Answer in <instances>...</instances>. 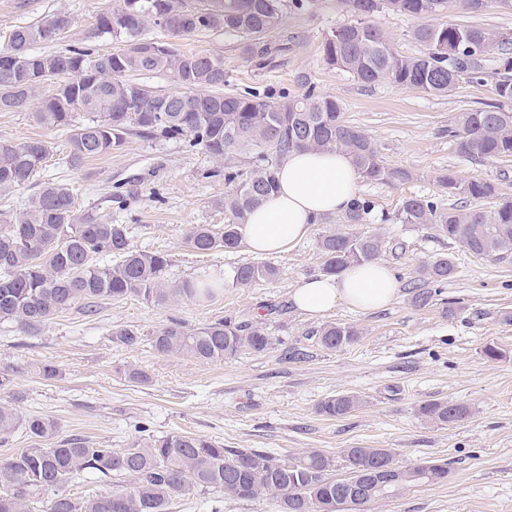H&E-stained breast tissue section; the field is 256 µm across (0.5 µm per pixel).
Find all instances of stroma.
I'll use <instances>...</instances> for the list:
<instances>
[{
  "mask_svg": "<svg viewBox=\"0 0 512 512\" xmlns=\"http://www.w3.org/2000/svg\"><path fill=\"white\" fill-rule=\"evenodd\" d=\"M107 5L108 0H0V50L15 27L64 10L75 16L76 27L53 43L35 44V52L85 42L113 50L116 40L93 35ZM445 18L512 32V9L499 0L479 13L452 4ZM352 20L340 0H313L306 11L287 12L277 29L259 37L272 48L262 64L245 54L244 38L220 30L175 38L155 27L149 35L187 53L222 57L229 93L252 91L280 101L311 86L336 96L344 120L371 136L382 160L414 174L400 186L359 182V195L377 209L394 212L409 195L435 198L446 208L458 205L437 183L448 172L491 181L501 196L512 197V160L465 159L448 136L456 113L494 102L490 87L464 84L442 97L389 82H358L328 66L322 52L331 31ZM66 137L39 125L31 112H0V139L53 143L39 180L69 183L80 211L111 214L113 223L130 226L134 247L168 255L169 285L210 275L223 279L224 288L203 303L104 300L93 318L61 313L32 335L0 325V368L12 371L13 406L21 415L52 418L59 437L79 434L117 450L130 445L140 423L158 435L188 433L228 448H259L279 459L312 449L338 459L347 448H387L401 466L446 461L448 477L375 504L371 512H512V261L477 257L431 224H365L362 232L380 239L379 259L397 276L398 299L376 312L341 306L325 320H312L292 306L289 293L301 280L321 274L319 240L343 229L340 217L315 225L294 249L267 257L278 270L275 279L236 285V269L253 261L246 248L203 254L185 242L191 225L218 229L228 220L221 205L223 179L203 176L217 160L186 151L176 140L131 135L122 149L74 168L63 160ZM443 256L456 266L453 278L432 303L414 306L410 283L419 281L425 262ZM226 318L265 329L270 348H244L202 362L160 353L150 343L174 319L192 329ZM326 320L355 326L357 340L323 348L315 332ZM116 326L136 328L141 344H112L108 334ZM489 345L504 351V358H486ZM45 362L56 364L60 377L42 379L37 368ZM126 366L145 372L148 382L128 380ZM340 394L357 395L363 403L343 417L321 414L320 403ZM430 399L466 404L471 413L450 426L428 423L418 408ZM170 512H280V503L271 495L238 501L198 489L177 498Z\"/></svg>",
  "mask_w": 512,
  "mask_h": 512,
  "instance_id": "stroma-1",
  "label": "stroma"
}]
</instances>
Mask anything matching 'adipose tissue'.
Segmentation results:
<instances>
[{"instance_id": "obj_1", "label": "adipose tissue", "mask_w": 512, "mask_h": 512, "mask_svg": "<svg viewBox=\"0 0 512 512\" xmlns=\"http://www.w3.org/2000/svg\"><path fill=\"white\" fill-rule=\"evenodd\" d=\"M277 179V190L249 213L242 230L245 245L258 258L294 248L321 218L344 214L358 193L353 160L343 151H292ZM398 292L395 275L383 262L373 261L335 276L304 279L291 299L308 317L319 318L341 305L358 312L381 310Z\"/></svg>"}]
</instances>
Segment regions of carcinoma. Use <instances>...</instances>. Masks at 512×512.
<instances>
[{
  "instance_id": "1",
  "label": "carcinoma",
  "mask_w": 512,
  "mask_h": 512,
  "mask_svg": "<svg viewBox=\"0 0 512 512\" xmlns=\"http://www.w3.org/2000/svg\"><path fill=\"white\" fill-rule=\"evenodd\" d=\"M313 0H111L97 18L96 34L123 44L112 52L72 46L64 51L35 53L32 45L49 40L43 24L18 26L9 36L10 62L0 63V111L30 109L39 98L34 120L48 128H63L64 148L72 167L121 149L126 137L179 139L215 159L231 151L248 154L249 168L225 164L206 177H224V211L229 218L216 230L194 224L188 246L199 253L231 251L241 245L247 215L276 189V172L284 156L295 149L341 150L350 154L360 177L369 183L400 186L413 173L386 165L372 138L342 117V105L330 95L306 91L286 101H272L254 92L223 94L224 59L179 49L148 48L146 32L160 26L159 15L185 13L182 35L222 29L241 36H259L279 27L284 11L302 10ZM356 20L336 28L323 44V59L331 67L364 84L388 81L401 88L449 96L464 80L491 85L495 102L460 112L448 137L466 159L512 157V38L494 27L448 24L439 17L449 0H341ZM409 15L419 20L411 37L423 51L415 56L394 50L375 21L380 13ZM58 35L76 27L69 12L52 16ZM161 72L175 90L156 94L131 79L135 73ZM50 87L49 94L42 89ZM191 99L195 111L183 101ZM53 151L51 142L0 140V194L26 186ZM438 183L451 197L499 198L497 187L481 178L441 175ZM346 224H434L440 235L472 254L493 261L512 260V199L500 198L489 212L465 206L442 208L427 196L402 199L390 215L366 197H357L342 214ZM323 271L338 274L379 255L380 241L366 233L329 231L320 237ZM168 256L136 250L129 227L99 214L81 213L68 184L45 182L19 209L0 213V324L34 333L54 316L77 309L90 317L102 300L137 296L164 303L179 297L205 301L224 283L220 279L186 281L165 287ZM451 258L422 266L425 288L412 289V303L428 305L440 285L453 277ZM277 276L276 268L253 263L238 268L234 279L249 285ZM326 349L354 342L358 330L331 322L316 331ZM109 337L119 346L140 344V333L117 326ZM164 354L177 353L202 361L222 360L243 348L261 353L272 337L249 323L220 320L188 329L173 320L152 338ZM361 404L355 395L331 396L319 411L344 417ZM418 413L425 421L449 425L464 421L469 408L444 400H427ZM29 447L0 459V512H168L172 501L194 489H216L225 498L252 500L263 495L280 499L282 512H370L375 503L400 496L409 488L434 485L448 477V467L426 460L399 467L388 448H347L344 478H335L333 457L310 450L280 460L254 448H226L216 441L180 433L155 435L145 425L121 450L95 446L83 436L57 439L58 423L41 416L21 417L0 405V446L18 428ZM78 475L116 479L120 484L96 498L79 503L65 493Z\"/></svg>"
}]
</instances>
